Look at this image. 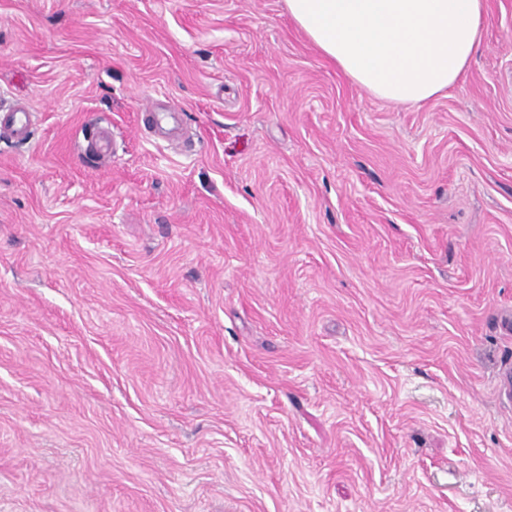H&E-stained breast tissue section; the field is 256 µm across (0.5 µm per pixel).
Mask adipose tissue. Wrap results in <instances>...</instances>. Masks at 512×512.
Here are the masks:
<instances>
[{"label":"adipose tissue","instance_id":"1","mask_svg":"<svg viewBox=\"0 0 512 512\" xmlns=\"http://www.w3.org/2000/svg\"><path fill=\"white\" fill-rule=\"evenodd\" d=\"M320 53L372 95L420 103L477 53L485 0H284Z\"/></svg>","mask_w":512,"mask_h":512}]
</instances>
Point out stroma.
<instances>
[{"mask_svg":"<svg viewBox=\"0 0 512 512\" xmlns=\"http://www.w3.org/2000/svg\"><path fill=\"white\" fill-rule=\"evenodd\" d=\"M17 105L0 512H512V0L415 105L284 0H0Z\"/></svg>","mask_w":512,"mask_h":512,"instance_id":"stroma-1","label":"stroma"}]
</instances>
